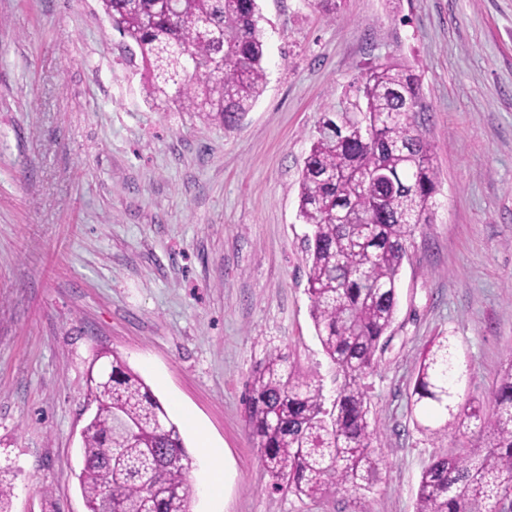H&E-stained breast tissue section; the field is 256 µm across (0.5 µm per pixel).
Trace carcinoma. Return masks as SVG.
Wrapping results in <instances>:
<instances>
[{
  "label": "carcinoma",
  "instance_id": "carcinoma-1",
  "mask_svg": "<svg viewBox=\"0 0 512 512\" xmlns=\"http://www.w3.org/2000/svg\"><path fill=\"white\" fill-rule=\"evenodd\" d=\"M112 27L139 50L145 90L180 112L237 125L266 86L259 0H99ZM360 117L322 116L299 181V218L310 227V316L341 383L325 407L314 377L273 351L254 369L246 425L264 469L308 499L345 494L368 512L379 479L378 431L361 380L377 365L398 307V276L416 225L430 223L437 171L418 121L417 78L399 62L367 69L357 87ZM112 376L89 369L79 475L87 512H189L190 466L178 426L143 379L112 356ZM468 368L453 338L436 336L419 363L410 398L444 417L414 422L458 449L422 473L415 512H501L512 499V358L489 393L491 412L460 401Z\"/></svg>",
  "mask_w": 512,
  "mask_h": 512
}]
</instances>
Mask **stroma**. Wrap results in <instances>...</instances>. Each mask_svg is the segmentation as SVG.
<instances>
[{"mask_svg": "<svg viewBox=\"0 0 512 512\" xmlns=\"http://www.w3.org/2000/svg\"><path fill=\"white\" fill-rule=\"evenodd\" d=\"M266 88L242 123L173 112L98 0H0V469L10 512H87L78 476L86 373L117 355L192 459V512H356L352 496L272 492L245 423L278 351L336 394L310 316L299 179L321 117L368 64L409 62L439 183L364 385L386 459L371 512H414L452 439L419 433L410 394L433 336L486 400L512 357V0H259ZM224 491L201 486V439ZM199 451L207 455L210 469L204 479L203 487L207 493L219 492L223 488L224 482V461L221 449L210 447L206 441L202 440V447Z\"/></svg>", "mask_w": 512, "mask_h": 512, "instance_id": "1", "label": "stroma"}]
</instances>
